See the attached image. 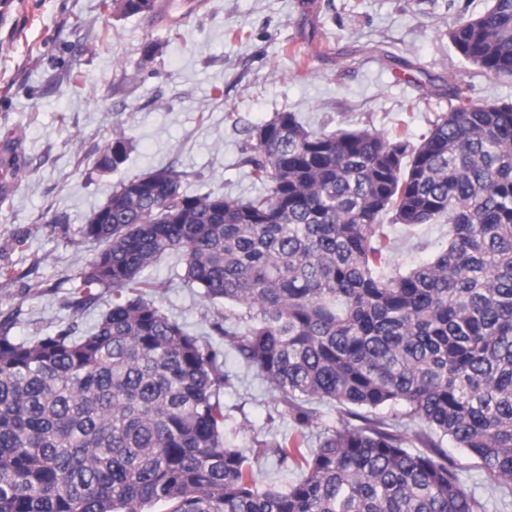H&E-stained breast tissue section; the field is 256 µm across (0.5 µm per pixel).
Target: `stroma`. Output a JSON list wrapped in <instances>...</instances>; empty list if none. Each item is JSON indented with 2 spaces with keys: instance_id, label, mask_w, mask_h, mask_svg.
<instances>
[{
  "instance_id": "obj_1",
  "label": "stroma",
  "mask_w": 512,
  "mask_h": 512,
  "mask_svg": "<svg viewBox=\"0 0 512 512\" xmlns=\"http://www.w3.org/2000/svg\"><path fill=\"white\" fill-rule=\"evenodd\" d=\"M490 0H156L154 10L114 16L103 0H0V327L33 341L100 321L111 290L85 293L79 273L97 244L80 224L122 180L169 168L191 194L247 201L264 193L242 159L249 131L291 112L314 131L369 129L417 141L455 107L449 83L471 98L512 101V80L464 60L448 33ZM157 44L144 60L145 43ZM126 163L102 174L98 151L116 133ZM393 266L428 260L448 220L386 224ZM24 239L21 248L13 239ZM146 297L220 354L228 382L224 438H290L274 387L218 335L236 313L185 279L175 255L143 273ZM464 489L487 512H512V497L483 478L474 459L444 442Z\"/></svg>"
}]
</instances>
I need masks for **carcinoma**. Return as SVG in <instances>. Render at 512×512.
<instances>
[{"label": "carcinoma", "instance_id": "obj_1", "mask_svg": "<svg viewBox=\"0 0 512 512\" xmlns=\"http://www.w3.org/2000/svg\"><path fill=\"white\" fill-rule=\"evenodd\" d=\"M154 7L112 0L126 16ZM449 37L512 79V0ZM448 95L416 144L277 113L249 130L243 163L265 194L248 202L190 195L170 169L121 182L78 230L99 245L81 288L112 290L98 324L33 342L0 328V512H486L445 437L512 489V103ZM128 156L121 133L95 165ZM388 214L446 215L448 242L387 273ZM169 252L205 300L244 310V330L215 329L278 390L294 436L254 456L273 449L295 482L257 486L224 440L217 353L145 299L142 273ZM314 401L341 419L309 448Z\"/></svg>", "mask_w": 512, "mask_h": 512}]
</instances>
